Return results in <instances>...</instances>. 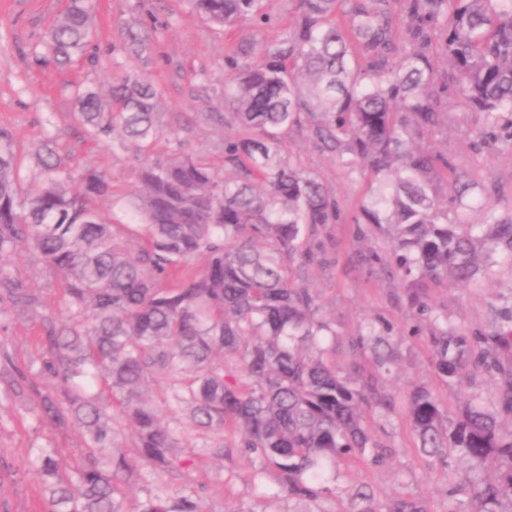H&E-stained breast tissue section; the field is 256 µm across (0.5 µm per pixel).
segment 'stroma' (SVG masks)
<instances>
[{
  "instance_id": "35a3bbf8",
  "label": "stroma",
  "mask_w": 512,
  "mask_h": 512,
  "mask_svg": "<svg viewBox=\"0 0 512 512\" xmlns=\"http://www.w3.org/2000/svg\"><path fill=\"white\" fill-rule=\"evenodd\" d=\"M65 8L66 0H0V127L10 130L20 144L25 187L40 180L32 148L50 134L66 151L65 170L73 179L93 168L111 174L117 194L127 196L137 190L132 147L117 138L85 141L69 119L76 109L69 81L81 80L105 96L113 75L131 66L148 73L163 90L162 125L170 137L161 140L160 151L176 148L223 168L224 140L241 132L232 117L220 121L212 116L224 94V57L242 37L265 42L275 37V30L256 33L245 26L224 31L207 23L191 0H98L94 44L65 72L50 60L36 63L32 55ZM120 21L150 29L149 49L142 57L131 56L119 40ZM481 127L479 113L453 103L443 126L425 140L434 153L453 158L472 182L466 211L471 224L482 223L490 208L512 215V151L500 140L480 139ZM282 139L292 160L335 193L343 216L309 240V248L322 251L326 261L301 266L298 283L316 295L321 317L338 333L333 354L337 370L360 379L378 377L396 407L385 417L368 415L369 432L385 452L354 467L340 462L336 504L349 506L354 489L366 484L376 503L413 493L424 499L428 512H446L448 490L464 480L468 466L461 462L451 469L421 454L401 407L414 388L425 387L453 419L474 394L494 406L498 382L476 375L449 384L436 375L430 328L415 323L402 282L359 260L361 253L372 250L383 255L389 247L388 239L379 234L358 239L351 222L365 196L366 178L346 174L335 156L318 151L297 131L283 133ZM4 265L16 280L39 294L41 303L29 310L0 305V512H42L40 482L27 465L30 449H55L67 467L75 466L84 452L77 427L54 426L40 417L41 395L65 388L62 377L41 369L49 356L40 340L43 324L65 320L68 307L55 271L32 249H18ZM423 288L429 303L447 313L449 326L471 333L484 327L492 309L512 305V265L491 261L476 286L447 288L427 282ZM368 322L389 330L394 348L389 371L379 370L370 356L352 353V338ZM21 373L28 382L21 392H12L10 385ZM183 444L184 455L201 458V465L161 475L157 484L170 494L190 481L202 485L207 512H261L264 495L277 488L274 473L254 480L257 464L250 455L234 450L222 458L210 456L204 439L191 433Z\"/></svg>"
}]
</instances>
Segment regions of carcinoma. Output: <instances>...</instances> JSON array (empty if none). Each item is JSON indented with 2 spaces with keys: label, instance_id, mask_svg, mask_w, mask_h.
I'll return each instance as SVG.
<instances>
[{
  "label": "carcinoma",
  "instance_id": "carcinoma-1",
  "mask_svg": "<svg viewBox=\"0 0 512 512\" xmlns=\"http://www.w3.org/2000/svg\"><path fill=\"white\" fill-rule=\"evenodd\" d=\"M191 2L226 29L274 27L265 0ZM96 7L69 0L35 59L72 64L93 43ZM296 10L293 27L259 48L244 39L224 58L222 103L248 135L224 138L223 171L179 150L152 153L163 135V93L138 69L114 81L107 100L72 85L78 110L70 118L87 137L117 136L135 151L140 186L124 221L106 220L99 208L112 197V176L90 170L82 188L70 187L50 136L35 148L41 182L23 190L16 140L0 128V257L35 250L68 305L67 319L43 336L50 357L42 369L63 376L64 399L43 396L40 415L76 426L85 443L68 470L54 450L31 449L46 512H206L192 484L124 508L125 485L186 466L178 453L186 428L231 433L258 473L275 472L295 501L336 500L337 461L379 455L366 414L390 413L393 402L336 370V331L311 290L295 284V263L321 262L305 240L341 214L333 193L287 156L281 135L292 128L348 172L372 174L356 236L387 235L388 256L364 260L406 282L409 309L431 327L437 376L498 381L496 407L475 399L452 421L426 388L408 397L405 417L424 455L492 471L465 478V500L449 489L447 512H512V369L501 361L512 353V308L496 311L483 333H461L420 287L477 282L494 254L512 263V218L489 208L481 224L449 220L471 183L447 157L415 145L440 125L453 95L482 115V134L504 130L512 146V0H296ZM118 36L137 57L148 49L143 26L120 23ZM442 171L452 176L445 202ZM5 299L40 304L0 266ZM388 347L372 324L352 341L379 367L392 360ZM101 380L135 426L127 450L115 449L113 417L92 393ZM162 403L184 420L162 423ZM373 501L362 485L343 512H428L414 495L380 508Z\"/></svg>",
  "mask_w": 512,
  "mask_h": 512
}]
</instances>
